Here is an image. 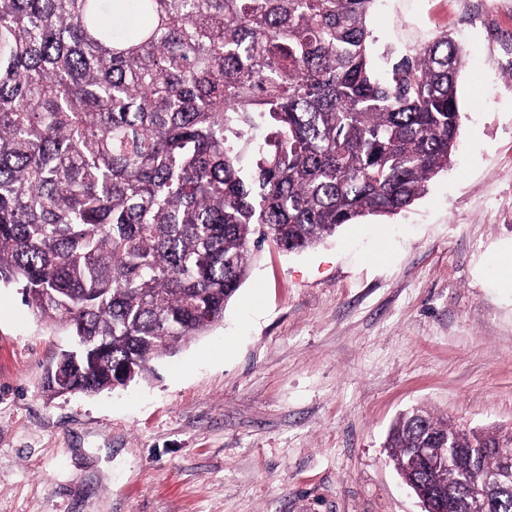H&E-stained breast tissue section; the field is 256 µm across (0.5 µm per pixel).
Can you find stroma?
I'll return each instance as SVG.
<instances>
[{"mask_svg": "<svg viewBox=\"0 0 512 512\" xmlns=\"http://www.w3.org/2000/svg\"><path fill=\"white\" fill-rule=\"evenodd\" d=\"M376 55L465 53L461 145L406 211L286 254L146 379L47 397L67 346L0 284V512H421L384 446L426 406L512 428V0H378Z\"/></svg>", "mask_w": 512, "mask_h": 512, "instance_id": "1", "label": "stroma"}]
</instances>
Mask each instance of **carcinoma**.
Wrapping results in <instances>:
<instances>
[{"mask_svg": "<svg viewBox=\"0 0 512 512\" xmlns=\"http://www.w3.org/2000/svg\"><path fill=\"white\" fill-rule=\"evenodd\" d=\"M374 2L0 0V283L97 348L48 391L144 376L223 319L252 250L404 211L448 168L463 50L443 35L379 78ZM439 440L487 452L406 473ZM385 447L461 501V473L512 457V431L417 407Z\"/></svg>", "mask_w": 512, "mask_h": 512, "instance_id": "carcinoma-1", "label": "carcinoma"}]
</instances>
